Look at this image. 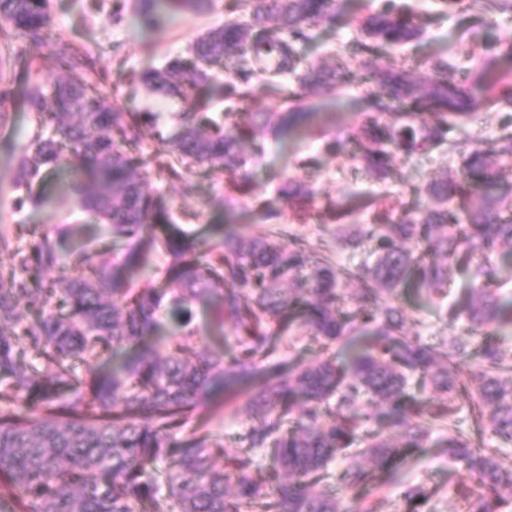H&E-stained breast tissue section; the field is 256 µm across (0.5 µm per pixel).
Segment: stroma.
<instances>
[{
	"label": "stroma",
	"mask_w": 512,
	"mask_h": 512,
	"mask_svg": "<svg viewBox=\"0 0 512 512\" xmlns=\"http://www.w3.org/2000/svg\"><path fill=\"white\" fill-rule=\"evenodd\" d=\"M422 15L424 33L419 41L399 54L398 60L408 67H416L429 57L451 58L460 74H468L472 63L464 49L461 32L468 19L478 18V10L469 15L438 10L435 0H409ZM360 0H336V17L332 23L320 28L313 40L300 44L299 54L308 62L332 64L335 54H346V62L354 79L331 97L311 95L304 97L302 105L308 110L307 120L293 130L276 133L265 132V154L251 170V188L254 197L267 202L279 212L280 223L295 235L316 239L322 228V215L328 203H341L351 209L342 226L337 227L330 239L333 258L339 267H352L365 259L375 248L374 241H366L363 251L347 250L342 242L350 232L361 233L371 226L372 217L379 206L407 197L410 189L420 188L447 171L450 161L445 150L429 155H414L398 159V176L386 183L370 181L359 168L356 147L347 144L341 152L326 149L316 131L336 127L352 129L358 126L363 115L370 110L369 87L358 73V62L348 56L347 50L357 36ZM53 28L57 34L75 38L82 46L95 51L100 67L109 83L117 89L129 111L162 112L161 127L170 130L178 123V114L184 109L180 100H163L144 86L130 82L129 71L163 66L169 59L186 54L191 43L209 28L228 20L242 19L241 11L233 9L230 0H215V9L208 14L183 12L172 16L162 14L158 27L141 28L134 16H127L120 25H112L99 14L82 15L76 0H52ZM10 128L0 129V224L17 228L16 246L25 248L31 243L28 227L38 226L47 230L66 229L62 250L68 251L82 245L96 251L100 258L120 262L122 243L113 241L107 225L97 223L81 213H69L63 202L70 173L61 172L48 176L44 182L45 194L54 198V205L39 207L25 204L15 208L17 197L12 187V174L18 149L23 144L32 125L21 105L11 106ZM512 121L505 111L477 107L453 130L456 138H467L490 143L500 129ZM296 179L310 182L315 195L306 204L312 217L302 223L295 219L291 204L277 198L278 184ZM150 188L163 192L173 212L193 211L198 215L191 224L194 233H204L211 224L248 234L267 224L264 212L245 206L219 212L202 207L208 195L222 190V183L214 180L202 168L186 170L184 179L171 183L153 178ZM203 430L219 433L224 444L234 445L247 430L250 419L242 401L224 409L219 421H211L210 414L197 413ZM443 434L434 431L424 448L409 457L403 466L405 481L420 484L432 493L419 512H463L464 506L456 495V488L463 471L450 463L441 447Z\"/></svg>",
	"instance_id": "35a3bbf8"
}]
</instances>
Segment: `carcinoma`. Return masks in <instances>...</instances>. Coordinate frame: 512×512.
<instances>
[{"label": "carcinoma", "instance_id": "carcinoma-1", "mask_svg": "<svg viewBox=\"0 0 512 512\" xmlns=\"http://www.w3.org/2000/svg\"><path fill=\"white\" fill-rule=\"evenodd\" d=\"M248 19L207 30L186 55L129 78L185 105L180 128L157 135L161 148L140 150L148 122L104 94L98 57L51 31L50 0H0L4 35L20 45L0 56V127L11 122L2 106L22 95L36 131L21 148L12 176L16 205L46 203L38 192L46 175L68 163L78 174L72 209L87 212L126 243L120 265L89 252L63 254L48 231L30 229L32 244L14 246L0 227V252L11 263L0 272V512H372L366 500L343 505L329 491V465L359 441V417L385 408L387 434L374 433L351 456L343 479L381 488L401 480V465L436 429L448 433V461L465 472L461 496L467 512H512V468L495 449L476 444L489 433L512 443V364L489 335L512 326V304L488 287L491 254H512V183H501L491 164L512 167V123L488 145L448 138L452 123L480 104L512 110V43L481 53L466 78L439 58L422 71L402 63L381 65L389 48L417 40L422 26L410 6L384 0L368 8L352 45L375 87L374 111L348 137L374 180L397 175L395 159L446 145L460 160L453 173L431 181L427 200H401L378 213L370 234L377 256L339 269L320 246L284 229L252 235L212 224L218 254L199 259L192 238L167 198L146 188L160 172L183 180L189 161L216 179L235 176L214 201L228 210L235 194H249L247 165L262 154L252 126L290 128L308 117L299 108L310 93L331 96L352 73L300 66L297 44L334 19L335 0H234ZM171 15L205 13L212 0H113L112 24L126 12L153 28L157 9ZM49 59L50 89L30 82ZM224 70L222 116L235 117L258 93L279 89L288 74L297 92L288 117L251 112L253 125L226 129L202 94ZM282 198L302 204L313 189L289 180ZM165 255L158 274L152 256ZM69 264L82 274H57ZM480 280L448 319L465 316L470 335L451 333L441 347L409 336L406 311L382 303L400 287L429 300L445 294L452 269ZM355 284L357 312L341 308L343 283ZM210 311V325L238 333L239 351L222 357L210 342L193 341L195 307ZM170 328L162 330L163 317ZM326 344L341 342L347 360H292L262 368L293 327ZM411 379L447 400L414 399ZM247 394L254 423L233 449L189 426L195 411L218 415ZM464 397L475 434L454 424ZM190 431L176 438L178 431ZM265 452L266 474L253 472L252 452ZM224 463H219V460Z\"/></svg>", "mask_w": 512, "mask_h": 512}]
</instances>
